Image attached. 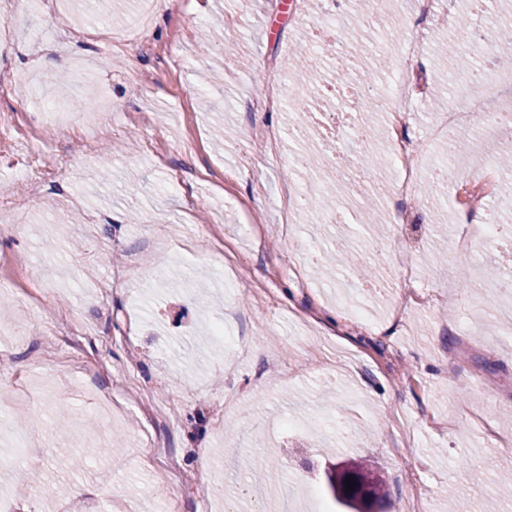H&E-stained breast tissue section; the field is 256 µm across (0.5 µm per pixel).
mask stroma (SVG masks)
<instances>
[{
    "mask_svg": "<svg viewBox=\"0 0 512 512\" xmlns=\"http://www.w3.org/2000/svg\"><path fill=\"white\" fill-rule=\"evenodd\" d=\"M40 0H0V257L34 269L40 291L0 287V502L10 512H280L321 487L326 461H371L384 512H512V295L486 306L488 264L508 232L449 251L424 206L398 255L368 253L372 287L332 254L365 233L307 214L286 223L302 142L294 114L265 109L287 81L311 6L292 0H162L145 38L138 0L110 22ZM384 31L344 37L385 90L410 43L424 55L407 126L432 160L426 123L463 84L453 0L409 26V0H378ZM238 42L207 40L225 16ZM225 75L220 95L202 89ZM38 185L21 178L29 163ZM144 260L133 268L131 257ZM419 303L399 309L401 290Z\"/></svg>",
    "mask_w": 512,
    "mask_h": 512,
    "instance_id": "1",
    "label": "stroma"
}]
</instances>
